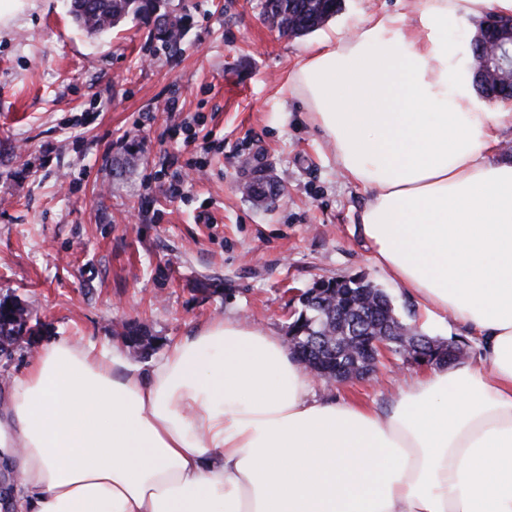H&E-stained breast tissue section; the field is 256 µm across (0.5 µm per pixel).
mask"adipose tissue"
Instances as JSON below:
<instances>
[{"instance_id":"1","label":"adipose tissue","mask_w":512,"mask_h":512,"mask_svg":"<svg viewBox=\"0 0 512 512\" xmlns=\"http://www.w3.org/2000/svg\"><path fill=\"white\" fill-rule=\"evenodd\" d=\"M512 0H420L317 45L287 91L369 191L377 262L476 334L478 367L403 382L388 411L315 398L281 337L213 319L149 371L59 336L7 382L13 512H512L507 115L449 68L448 31Z\"/></svg>"}]
</instances>
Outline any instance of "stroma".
Listing matches in <instances>:
<instances>
[{
  "instance_id": "1",
  "label": "stroma",
  "mask_w": 512,
  "mask_h": 512,
  "mask_svg": "<svg viewBox=\"0 0 512 512\" xmlns=\"http://www.w3.org/2000/svg\"><path fill=\"white\" fill-rule=\"evenodd\" d=\"M27 2L0 31V300L26 307L35 334L0 357V375L55 336L115 344L124 322L155 339L143 368L216 317L283 337L301 291L359 274L428 336L471 338L448 316L425 319L377 264L360 228L367 191L283 95L331 30L380 12L415 20L417 0H343L299 37L265 23L256 0H168L174 45L132 20L90 36L66 0ZM248 158L286 185L276 207L239 193ZM419 372L387 352L374 377L314 392L384 412Z\"/></svg>"
}]
</instances>
